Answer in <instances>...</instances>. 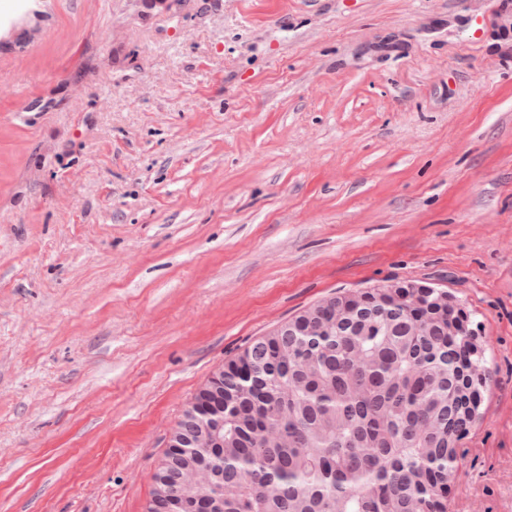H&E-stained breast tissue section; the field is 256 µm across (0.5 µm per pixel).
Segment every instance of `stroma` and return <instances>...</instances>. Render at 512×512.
<instances>
[{
	"instance_id": "35a3bbf8",
	"label": "stroma",
	"mask_w": 512,
	"mask_h": 512,
	"mask_svg": "<svg viewBox=\"0 0 512 512\" xmlns=\"http://www.w3.org/2000/svg\"><path fill=\"white\" fill-rule=\"evenodd\" d=\"M394 282L488 360L448 512H512V0H0V512H145L225 361Z\"/></svg>"
}]
</instances>
